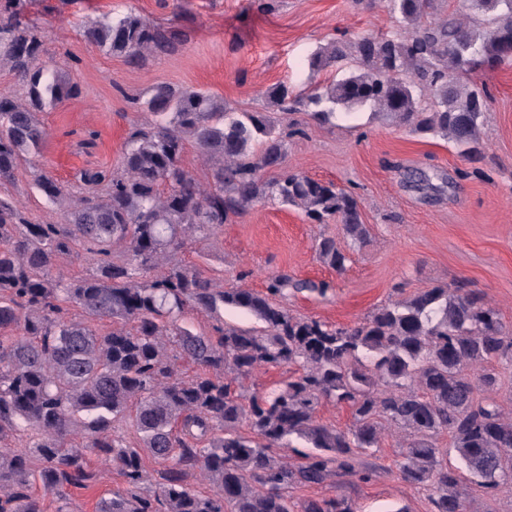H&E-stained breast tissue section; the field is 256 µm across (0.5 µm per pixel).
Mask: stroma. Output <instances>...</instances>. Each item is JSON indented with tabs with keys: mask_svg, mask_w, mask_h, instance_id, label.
Here are the masks:
<instances>
[{
	"mask_svg": "<svg viewBox=\"0 0 512 512\" xmlns=\"http://www.w3.org/2000/svg\"><path fill=\"white\" fill-rule=\"evenodd\" d=\"M129 10L171 40L138 65L84 36ZM23 12L38 26L42 59L74 74L80 93L42 112L45 142L20 161L12 181L0 184V195L32 221L55 224L63 223V212L35 189L36 179L47 174L71 187L81 170L116 171L130 135L148 127L141 104L155 84L208 91L233 111L250 112L274 84L308 88L306 60L330 39L401 31L381 0H23ZM472 79L491 94L482 157L475 161L442 139L375 119L367 107L325 124L301 110L271 111L289 133L282 169L351 191L370 230L364 244L342 238L339 223L313 224L301 210L266 200L189 242L179 260L228 288L261 291L277 272L332 282L326 295L292 292L283 304L336 326L444 283L482 295L512 326V63ZM412 170L430 176L432 189L407 182ZM323 234L347 250L344 272L319 260L315 241ZM405 441L403 431L386 430L379 447L363 456L375 471L371 480L335 475L292 490L293 501L343 498L360 512H432L428 491L399 474ZM88 464L96 480L72 490L75 512H97L101 498L124 487L104 456L90 455Z\"/></svg>",
	"mask_w": 512,
	"mask_h": 512,
	"instance_id": "35a3bbf8",
	"label": "stroma"
}]
</instances>
